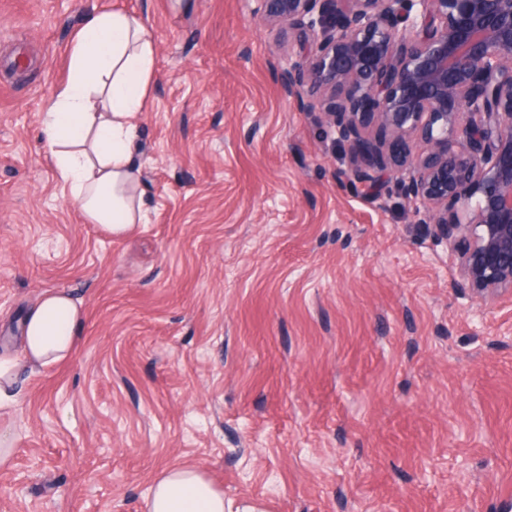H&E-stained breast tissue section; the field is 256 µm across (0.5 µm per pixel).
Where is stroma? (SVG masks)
<instances>
[{"mask_svg": "<svg viewBox=\"0 0 512 512\" xmlns=\"http://www.w3.org/2000/svg\"><path fill=\"white\" fill-rule=\"evenodd\" d=\"M255 5L0 0V353L44 292L86 311L0 408V512H143L175 464L227 512H512V292L457 287L397 189L356 191ZM96 9L141 14L156 57L149 221L118 238L62 192L41 124Z\"/></svg>", "mask_w": 512, "mask_h": 512, "instance_id": "stroma-1", "label": "stroma"}]
</instances>
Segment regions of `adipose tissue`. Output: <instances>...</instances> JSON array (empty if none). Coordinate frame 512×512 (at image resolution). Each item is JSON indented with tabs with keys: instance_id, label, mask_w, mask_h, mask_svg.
Segmentation results:
<instances>
[{
	"instance_id": "ef3b65f1",
	"label": "adipose tissue",
	"mask_w": 512,
	"mask_h": 512,
	"mask_svg": "<svg viewBox=\"0 0 512 512\" xmlns=\"http://www.w3.org/2000/svg\"><path fill=\"white\" fill-rule=\"evenodd\" d=\"M154 66L143 17L123 10L90 15L75 35L68 78L43 111L59 180L86 223L116 236L148 220L133 145ZM82 317L66 292L41 294L23 327L27 364L44 368L68 359ZM144 512H224V493L198 469L176 465L155 481Z\"/></svg>"
}]
</instances>
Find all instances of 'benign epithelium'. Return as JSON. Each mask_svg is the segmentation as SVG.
<instances>
[{"label":"benign epithelium","mask_w":512,"mask_h":512,"mask_svg":"<svg viewBox=\"0 0 512 512\" xmlns=\"http://www.w3.org/2000/svg\"><path fill=\"white\" fill-rule=\"evenodd\" d=\"M282 81L373 190L388 174L481 296L512 290V0H258Z\"/></svg>","instance_id":"1"}]
</instances>
